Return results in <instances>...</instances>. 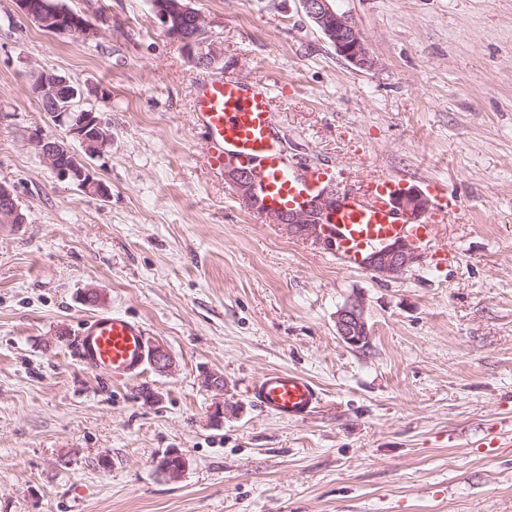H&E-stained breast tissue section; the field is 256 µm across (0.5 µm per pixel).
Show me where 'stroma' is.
<instances>
[{
    "label": "stroma",
    "instance_id": "1",
    "mask_svg": "<svg viewBox=\"0 0 512 512\" xmlns=\"http://www.w3.org/2000/svg\"><path fill=\"white\" fill-rule=\"evenodd\" d=\"M60 2L99 15V37L48 34L0 0V184L27 216L0 224V512H512V0H337L371 71L299 0L191 2L220 71L270 82L288 155L342 189L399 174L458 200L441 253L391 281L336 267L210 169L198 70L150 0ZM40 71L96 87L112 145L89 164L108 198L32 145L66 135L30 91ZM356 300L362 348L336 331ZM98 310L140 320L173 369L87 371L74 337ZM273 368L312 379L320 407H259L249 388ZM172 449L176 482L155 464ZM337 0H300L305 16L334 48L336 54L359 69H372L377 60L353 18L336 8Z\"/></svg>",
    "mask_w": 512,
    "mask_h": 512
}]
</instances>
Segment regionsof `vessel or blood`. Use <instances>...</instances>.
<instances>
[{"label": "vessel or blood", "instance_id": "vessel-or-blood-1", "mask_svg": "<svg viewBox=\"0 0 512 512\" xmlns=\"http://www.w3.org/2000/svg\"><path fill=\"white\" fill-rule=\"evenodd\" d=\"M193 83L196 126L208 145L211 168H222L229 158L254 170L262 197L273 210L301 207L330 180V168L299 164L280 149L273 98L264 78L238 81L209 73L196 76ZM400 186L397 176L377 177L370 197L344 192L327 213L326 228L335 242L330 257L339 267L360 269L369 253L398 240L410 242L425 256L438 255L437 229L456 213L455 198L439 194L429 221L409 224L388 204ZM74 348L82 366L113 381L138 373L148 361L144 325L121 311L83 320ZM251 395L263 410L284 421L305 418L321 402L309 378L279 369L264 373Z\"/></svg>", "mask_w": 512, "mask_h": 512}]
</instances>
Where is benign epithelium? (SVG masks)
Here are the masks:
<instances>
[{"instance_id":"benign-epithelium-1","label":"benign epithelium","mask_w":512,"mask_h":512,"mask_svg":"<svg viewBox=\"0 0 512 512\" xmlns=\"http://www.w3.org/2000/svg\"><path fill=\"white\" fill-rule=\"evenodd\" d=\"M336 0H300L305 16L334 48L336 54L359 69H372L377 60L371 53L353 18L336 8ZM16 13L39 29L53 35L74 34L85 41L99 36L95 24L82 16L70 12H60L44 2L36 4L34 0H14ZM153 15L156 23L172 40L186 45V57L196 66H219L223 60L222 50L209 37L203 16L190 6L189 0H152ZM189 17L201 39H185L178 29L173 27L178 18ZM74 84L72 94L62 97L60 89ZM31 93L43 102L44 111L66 127L67 138L49 139L39 134L31 138L39 154L57 179L70 181L82 190L105 198L109 195L108 186L94 177L87 159L103 154L112 144V134L105 130L106 120L103 113L95 109H84L83 85L54 73L39 72L33 76ZM78 144L75 150L72 144ZM224 174L235 189L238 197L253 209H261L252 174L234 162L224 163ZM340 193L334 186L328 187L308 204L287 211H268L274 223L285 224L288 230L317 244L332 247L331 237L323 232V216L337 206ZM395 209L404 213L407 220L416 223L431 206L419 190L405 188L396 192L390 201ZM25 217L15 198L14 191L0 185V224H23ZM420 260V255L408 243H396L371 253L364 265L380 279L394 278L412 267ZM336 330L339 336L350 346L361 348L369 342V328L365 317L364 305L360 301L350 302L336 313ZM151 362L156 371L166 373L173 369L171 353L163 346L152 349Z\"/></svg>"}]
</instances>
